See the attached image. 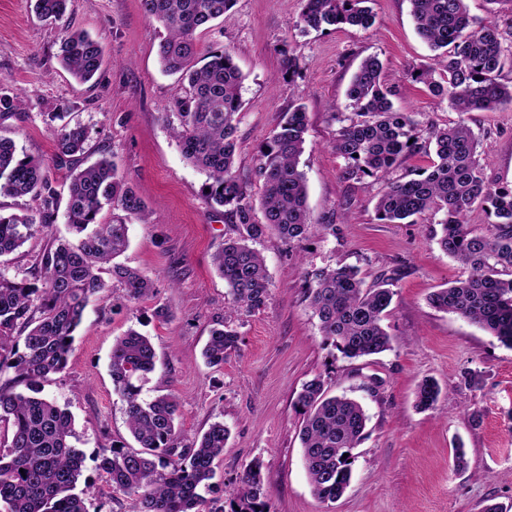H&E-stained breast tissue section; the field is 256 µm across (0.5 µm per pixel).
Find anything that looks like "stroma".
Masks as SVG:
<instances>
[{
	"mask_svg": "<svg viewBox=\"0 0 512 512\" xmlns=\"http://www.w3.org/2000/svg\"><path fill=\"white\" fill-rule=\"evenodd\" d=\"M33 4L0 0V88L26 99L21 115L0 128L20 151L47 159L55 127L50 113L81 122L93 152L113 157L152 212L150 223L132 221L122 260L153 279L156 294L136 304L92 297L66 370L43 384L44 394L74 417L86 455L82 478L95 488L89 512H130L129 499L113 491L94 456L134 444L109 373L112 344L131 327L150 336L156 352L143 399L178 396L185 442L216 421L229 431L215 462L214 499L258 459L270 512H485L491 505L512 512V347L429 305L433 291L463 273L437 243V215L426 213L416 224L378 223L380 183L345 178L346 161L331 148L351 115L345 90L370 55L399 85L396 108L411 113L420 128L457 121L447 102L409 78L436 64L415 31L409 0H370L376 19L367 30L306 33L294 26L299 0H237L219 25L197 34L200 51L228 49L244 75L235 169L252 195L261 193L258 147L282 113L300 104L309 118L299 167L313 223L301 246L288 248L272 232L256 242L273 287L266 306L254 312L232 311L213 266L233 231L223 208L206 195V175L185 160L171 134L166 114L181 90L158 62L161 24L143 14L140 0H71L60 24L37 19ZM66 25L86 30L103 47L104 65L89 83H77L60 66ZM285 52L298 62L287 80L280 75ZM467 121L488 176L512 185V105L470 113ZM339 262L357 267L369 285L394 280L384 320L391 350L350 360L323 344L305 289L313 270ZM158 304L168 305L174 318L156 320ZM219 317L237 332L238 343L223 366L210 367L202 350ZM468 375L476 384L465 383ZM317 376L329 394L356 399L368 416L353 451L350 485L327 504L311 491L294 407L302 385ZM428 378L442 394L436 409L421 411L415 393ZM474 410L483 415L477 427L468 420ZM459 441L467 458L462 469L453 461Z\"/></svg>",
	"mask_w": 512,
	"mask_h": 512,
	"instance_id": "stroma-1",
	"label": "stroma"
}]
</instances>
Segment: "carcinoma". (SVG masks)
Masks as SVG:
<instances>
[{
  "instance_id": "carcinoma-1",
  "label": "carcinoma",
  "mask_w": 512,
  "mask_h": 512,
  "mask_svg": "<svg viewBox=\"0 0 512 512\" xmlns=\"http://www.w3.org/2000/svg\"><path fill=\"white\" fill-rule=\"evenodd\" d=\"M70 0H35L37 16L57 22ZM418 35L436 52L437 67L411 72L433 97L448 101L460 119L444 127L430 126L419 142L416 121L394 108L395 85L385 80L383 63L364 58L352 76L346 98L354 111L332 148L347 162L349 179L382 183L375 203L382 224H401L427 211L442 214L438 243L466 271L446 288L429 296L439 311L456 314L512 346V186H500L486 174L479 139L467 124L471 112H494L512 104V84L500 82L512 43H504L497 22L478 21L467 0H409ZM235 0H140L144 14L159 23L166 36L158 45L162 70L179 76L184 97L178 101V124L172 132L184 158L203 171L208 197L224 208L235 236L224 241L213 264L232 297L233 311L264 307L271 279L264 257L251 246L268 230L284 241L301 242L312 224L307 183L299 170L308 131L301 105L283 112L259 149V204L237 175V129L242 109L243 74L232 53L212 48L198 57L196 35L224 17ZM296 26L301 32L329 28L367 30L375 22L368 0H300ZM59 59L77 81L100 72L103 51L87 32L66 28ZM22 97L0 93V121L18 116ZM51 162L19 154L13 139L0 136V197H29L36 209L6 212L0 206V257L22 248L38 234H48L59 210L60 193L50 171L65 169L66 224L74 239L49 238L28 274L10 275L0 268V374L13 373L0 385V425L11 429V441L0 452V504L6 512H88L91 484L78 488L83 453L72 415L42 394V383L64 372L75 332L93 296L139 301L150 296L154 282L117 262L129 245L127 221L149 223L150 211L137 188L113 160L101 155L83 167L91 154L90 131L77 122L54 130ZM434 151L432 165L407 180L391 174L403 157ZM480 207L490 218L483 229L468 217ZM262 219H257L256 210ZM105 210L124 216L103 223ZM108 272L112 281L102 273ZM395 296L394 282L365 285L349 265L325 267L307 285L306 299L319 320L325 343L344 357L358 359L392 348L383 319ZM237 344V333L217 320L210 329L203 357L211 367L224 364V354ZM151 339L131 328L115 339L110 357L114 392L125 405L126 424L138 444L102 449L97 469L108 475L112 489L128 496L132 512H203L204 493L212 489L214 461L224 453L228 430L215 422L194 442L184 444L177 432L179 403L173 393L150 401L139 398L141 382L155 369ZM24 385L26 391L15 387ZM439 383L425 379L415 406L435 407ZM302 416L299 438L314 496L323 503L342 497L351 479L353 449L362 440L367 415L345 394L329 396L315 377L296 398ZM348 457H343V454ZM230 512H269L262 464L252 462L228 490Z\"/></svg>"
}]
</instances>
